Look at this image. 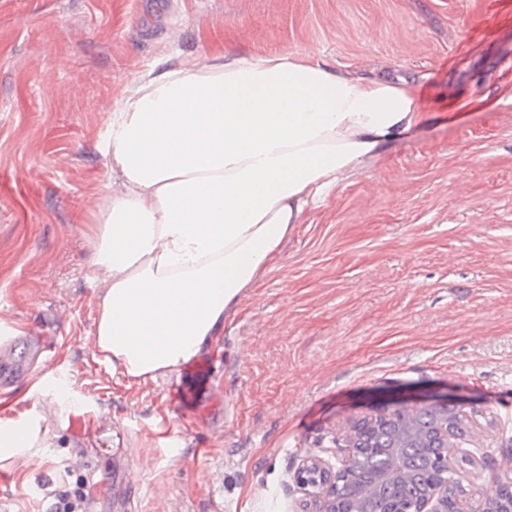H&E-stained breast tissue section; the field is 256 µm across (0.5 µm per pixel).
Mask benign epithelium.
Instances as JSON below:
<instances>
[{
  "label": "benign epithelium",
  "mask_w": 512,
  "mask_h": 512,
  "mask_svg": "<svg viewBox=\"0 0 512 512\" xmlns=\"http://www.w3.org/2000/svg\"><path fill=\"white\" fill-rule=\"evenodd\" d=\"M399 419L396 446L409 439L422 446H438L442 453L437 457L436 466L442 469L456 466L460 459H467L476 468L477 460L460 447L462 436L456 428L461 422L471 433H482L484 429L473 417H468L455 405L448 402H434L419 405L402 404L391 411L363 417L350 427L346 438V455L341 466L333 468L323 459L308 455L294 472V482L314 506L313 512H372L373 497L365 494L352 505H347L337 496L340 483L352 477L351 463L362 447L372 427L378 422ZM493 489L484 490V484L468 480L460 493L448 497L443 486L433 488L428 499L418 512H472L471 501L483 504V512H512V464L502 466L501 473L492 477Z\"/></svg>",
  "instance_id": "benign-epithelium-1"
}]
</instances>
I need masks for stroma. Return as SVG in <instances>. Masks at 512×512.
<instances>
[{
	"instance_id": "obj_1",
	"label": "stroma",
	"mask_w": 512,
	"mask_h": 512,
	"mask_svg": "<svg viewBox=\"0 0 512 512\" xmlns=\"http://www.w3.org/2000/svg\"><path fill=\"white\" fill-rule=\"evenodd\" d=\"M307 50L343 76H401L428 121L307 211L203 356L224 402L175 371L140 384L90 344L87 232L109 194L113 103L149 66ZM512 0H0V324L57 339L0 412L43 447L0 458V512L83 482L93 512H301L307 454L340 466L352 419L451 401L512 453Z\"/></svg>"
}]
</instances>
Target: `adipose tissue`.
Wrapping results in <instances>:
<instances>
[{"label": "adipose tissue", "instance_id": "ef3b65f1", "mask_svg": "<svg viewBox=\"0 0 512 512\" xmlns=\"http://www.w3.org/2000/svg\"><path fill=\"white\" fill-rule=\"evenodd\" d=\"M427 118L405 79L311 53L149 69L115 106L92 227L96 347L132 382L195 358L307 210Z\"/></svg>", "mask_w": 512, "mask_h": 512}]
</instances>
